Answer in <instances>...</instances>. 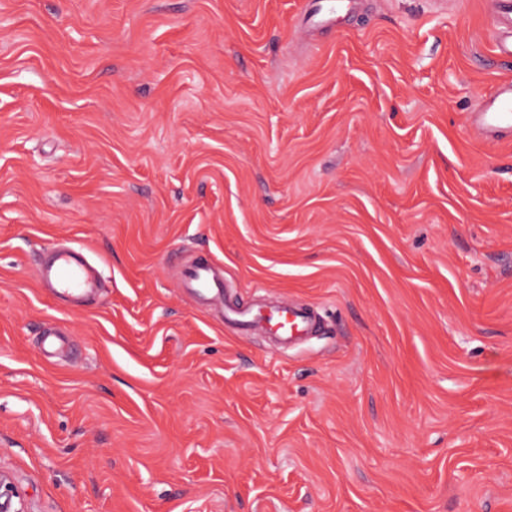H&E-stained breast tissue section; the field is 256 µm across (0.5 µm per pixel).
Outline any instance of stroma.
<instances>
[{
	"label": "stroma",
	"instance_id": "stroma-1",
	"mask_svg": "<svg viewBox=\"0 0 512 512\" xmlns=\"http://www.w3.org/2000/svg\"><path fill=\"white\" fill-rule=\"evenodd\" d=\"M0 0V470L28 512H512L489 0ZM80 249L76 304L36 260ZM312 306L288 349L183 288Z\"/></svg>",
	"mask_w": 512,
	"mask_h": 512
}]
</instances>
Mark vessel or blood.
<instances>
[{"mask_svg": "<svg viewBox=\"0 0 512 512\" xmlns=\"http://www.w3.org/2000/svg\"><path fill=\"white\" fill-rule=\"evenodd\" d=\"M495 24L501 37L495 44L500 55L512 59V0H495ZM472 127L485 139L496 141L512 137V82L500 84L488 97L482 98L471 114ZM39 277L57 283L61 288L85 291L92 288L83 264L75 254H57L51 264L41 266ZM186 288L205 300L223 297L224 282L212 264L203 258L194 260L182 271ZM225 320L234 322L241 330L265 328L272 338L288 344L310 335L315 322L308 310L280 302L267 308L224 304Z\"/></svg>", "mask_w": 512, "mask_h": 512, "instance_id": "b4317fda", "label": "vessel or blood"}]
</instances>
